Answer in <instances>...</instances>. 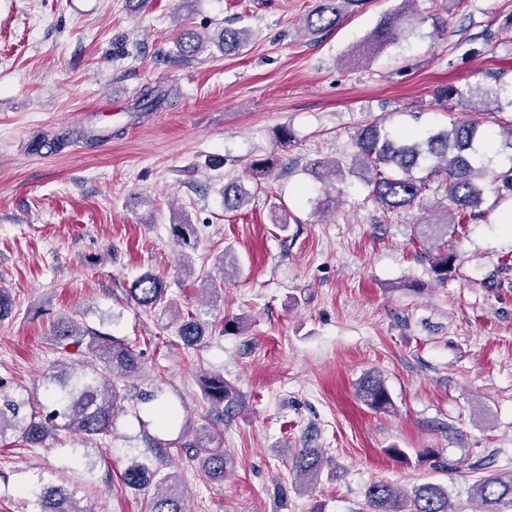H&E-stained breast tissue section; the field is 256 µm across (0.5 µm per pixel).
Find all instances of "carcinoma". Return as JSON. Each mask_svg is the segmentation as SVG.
I'll return each mask as SVG.
<instances>
[{"label":"carcinoma","instance_id":"1","mask_svg":"<svg viewBox=\"0 0 512 512\" xmlns=\"http://www.w3.org/2000/svg\"><path fill=\"white\" fill-rule=\"evenodd\" d=\"M357 0H318L304 18V27L312 34L329 31L340 25L349 7ZM404 15L390 14L365 41L366 53L379 50L398 39L405 32ZM249 40L248 30L226 26L221 30L217 46L224 54L242 51ZM180 56L189 61L205 50V39L191 30H183L176 39ZM474 93L470 86H440L436 99L454 100L462 105ZM477 125L459 122L451 129L430 133L428 136L402 138L380 122H372L360 129L355 138L356 161L373 171L370 180L372 197L388 213L411 208L420 203L431 182L442 181L445 187L447 209L459 224H470L481 217V189L476 180L483 176L485 167L478 154L477 142L482 140ZM425 172L421 177L414 172ZM224 208L236 210L244 205L245 193L240 184L230 182L223 186ZM173 236L188 252L183 254V268L192 270V252L198 249L195 228L187 218L173 220ZM452 256L440 253L433 257L432 270L438 281L448 280ZM130 300L138 306L169 316L176 335L186 346L201 342L209 326L181 310L168 298L166 281L158 275H141L130 290ZM50 336L61 350L60 368L48 374L46 387L52 409L41 413L35 409L23 413L28 402L8 394L0 395V440L8 431L18 435L25 447H36L58 431L67 430L86 440H96L112 434L115 411L127 398L122 379L140 368L138 354L127 343L111 336L81 329L71 318L59 317L52 325ZM90 354L102 363L98 368L85 360ZM204 401L202 420L189 443L182 449L197 461L202 476L208 480H224L234 468L233 459L218 446L220 434L211 421L229 416L244 407L238 391L220 373H207L201 381ZM357 398L373 411L391 406L388 389L382 379L362 378L356 387ZM158 425H175L179 410L161 404L156 410ZM292 471L301 484L307 486L318 478L324 466V455L319 448H300L291 457ZM123 484L131 489L155 486L148 512H187L185 489L175 476H158L149 464L134 461L124 471ZM473 512H512V473L490 475L476 485ZM368 512H459L451 509L448 489L434 484L418 485L404 492L384 481H374L365 491ZM36 512H90L81 505L76 493L62 486L45 483L34 493Z\"/></svg>","mask_w":512,"mask_h":512}]
</instances>
